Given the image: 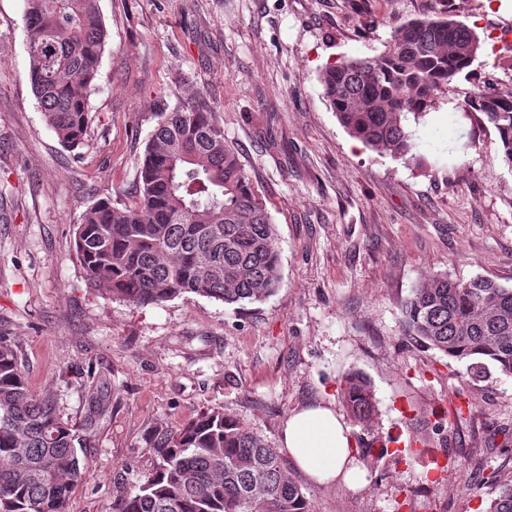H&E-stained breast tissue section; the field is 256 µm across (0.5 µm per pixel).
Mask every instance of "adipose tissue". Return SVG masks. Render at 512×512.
<instances>
[{
	"label": "adipose tissue",
	"instance_id": "obj_1",
	"mask_svg": "<svg viewBox=\"0 0 512 512\" xmlns=\"http://www.w3.org/2000/svg\"><path fill=\"white\" fill-rule=\"evenodd\" d=\"M280 443L296 469L316 483L357 489L367 482L366 470L352 457L351 429L332 404L292 411Z\"/></svg>",
	"mask_w": 512,
	"mask_h": 512
}]
</instances>
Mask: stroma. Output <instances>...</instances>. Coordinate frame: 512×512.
<instances>
[{"instance_id": "obj_1", "label": "stroma", "mask_w": 512, "mask_h": 512, "mask_svg": "<svg viewBox=\"0 0 512 512\" xmlns=\"http://www.w3.org/2000/svg\"><path fill=\"white\" fill-rule=\"evenodd\" d=\"M108 31L85 143L64 147L29 79L23 0H0V337L33 393L88 436L70 512H107L150 472L154 429L214 409L272 447L295 409L371 383L376 414L352 425L366 486L317 485L284 468L312 512H486L512 480V376L482 379L403 336L422 281L476 276L512 288V167L496 131L454 111L472 85L512 94V0H99ZM479 40L471 80L414 128L426 166L374 150L339 123L323 70L383 53L393 26L438 16ZM217 114L278 235L281 284L241 308L184 293L136 306L88 281L75 228L100 200L139 191L159 113ZM107 411L92 416V396ZM462 408L448 419V404ZM431 432L448 464L398 460L395 435Z\"/></svg>"}]
</instances>
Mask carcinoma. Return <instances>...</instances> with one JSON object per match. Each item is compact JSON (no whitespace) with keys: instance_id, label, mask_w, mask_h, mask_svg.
I'll return each instance as SVG.
<instances>
[{"instance_id":"obj_1","label":"carcinoma","mask_w":512,"mask_h":512,"mask_svg":"<svg viewBox=\"0 0 512 512\" xmlns=\"http://www.w3.org/2000/svg\"><path fill=\"white\" fill-rule=\"evenodd\" d=\"M29 80L47 125L70 148L83 142L108 33L99 0H24ZM479 38L447 18L393 28L386 50L320 76L340 124L367 146L417 160L407 130L471 74ZM455 110L479 113L498 133L512 167V97L473 86ZM87 279L139 306L194 293L226 305L262 302L280 286L277 231L238 150L213 112L186 105L159 115L139 164L137 200L122 209L87 208L75 231ZM404 335L478 376L494 366L512 375V288L486 277L438 275L402 304ZM351 419L371 421L376 401L358 373L345 377ZM84 438L53 398L32 393L16 350L0 340V512H69L83 472ZM153 469L113 497L110 512H311L276 449L236 419L203 411L158 429ZM488 512H512V483L498 487Z\"/></svg>"}]
</instances>
